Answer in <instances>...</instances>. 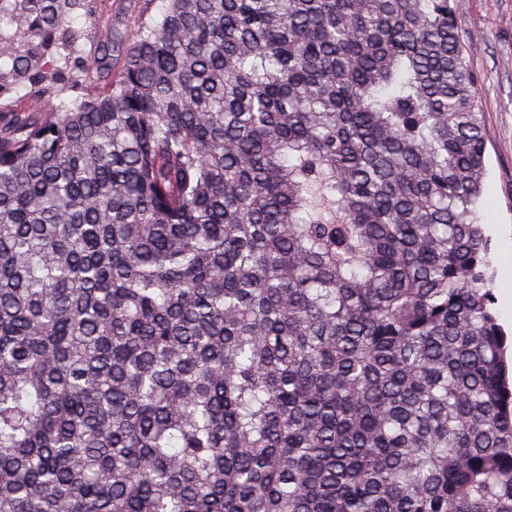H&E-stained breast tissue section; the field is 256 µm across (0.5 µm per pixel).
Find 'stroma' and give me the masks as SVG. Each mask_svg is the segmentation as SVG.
Masks as SVG:
<instances>
[{"instance_id": "obj_1", "label": "stroma", "mask_w": 512, "mask_h": 512, "mask_svg": "<svg viewBox=\"0 0 512 512\" xmlns=\"http://www.w3.org/2000/svg\"><path fill=\"white\" fill-rule=\"evenodd\" d=\"M127 40L143 21L159 15L162 0H105ZM463 33L473 36L468 58L488 136L487 177L480 216L490 239L495 308L512 333V0H462Z\"/></svg>"}]
</instances>
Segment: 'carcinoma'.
Instances as JSON below:
<instances>
[{
  "instance_id": "cac0c4a2",
  "label": "carcinoma",
  "mask_w": 512,
  "mask_h": 512,
  "mask_svg": "<svg viewBox=\"0 0 512 512\" xmlns=\"http://www.w3.org/2000/svg\"><path fill=\"white\" fill-rule=\"evenodd\" d=\"M102 2L0 0V512H512L460 0ZM112 6V23L126 39L133 41L141 23L159 15L161 0H104Z\"/></svg>"
}]
</instances>
